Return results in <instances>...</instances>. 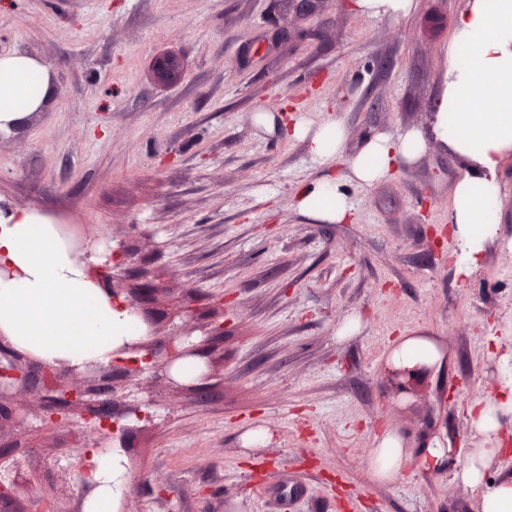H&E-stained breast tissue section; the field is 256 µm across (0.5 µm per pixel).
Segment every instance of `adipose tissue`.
Masks as SVG:
<instances>
[{
  "label": "adipose tissue",
  "instance_id": "ef3b65f1",
  "mask_svg": "<svg viewBox=\"0 0 512 512\" xmlns=\"http://www.w3.org/2000/svg\"><path fill=\"white\" fill-rule=\"evenodd\" d=\"M447 57L428 126L373 134L352 157L344 155L346 132L339 120L315 124L296 117L280 124L274 115L261 112L256 125L306 141L319 164L346 159L354 179L368 186L418 160L434 143L464 158L467 168L448 212L457 243L455 274L464 281L496 239L502 206L498 171L512 152V0H465ZM54 93V73L41 58L21 50L0 54V134L12 133L33 113L45 111ZM296 206L326 224L347 222L353 212L343 182L329 174L304 185ZM58 224L57 217L0 196V263L21 271L18 277L0 279V339L45 362L63 360L80 367L109 360L113 350L134 339L131 318L90 280ZM497 346L498 389L473 399L466 409L481 444L455 472L457 480L474 490L476 512H512V475L493 481L486 477L506 451L501 433L512 424V343L501 340ZM387 363L392 368L426 366L441 374L448 357L428 337L402 336ZM407 464L400 438L384 433L369 460L372 478L392 479ZM93 480L97 488L86 499L84 512H110L129 485L125 468L112 453L102 454Z\"/></svg>",
  "mask_w": 512,
  "mask_h": 512
}]
</instances>
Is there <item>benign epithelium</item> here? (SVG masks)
Masks as SVG:
<instances>
[{"instance_id":"7a95c632","label":"benign epithelium","mask_w":512,"mask_h":512,"mask_svg":"<svg viewBox=\"0 0 512 512\" xmlns=\"http://www.w3.org/2000/svg\"><path fill=\"white\" fill-rule=\"evenodd\" d=\"M152 77L162 84H172L182 77L183 63L172 53L159 56L151 66ZM79 258L89 270H99L112 278V299L123 306L130 315L136 317L145 327V335L132 342H125L113 352L112 360L107 363H91L84 367L91 380L96 381L107 375L112 376L109 387L103 390L105 395H115L116 383L129 381L133 377H144L157 368L169 373L181 360L201 356V345L195 343L191 335L183 332L169 337L167 344L156 345L155 320L145 311L142 300L149 294L159 291L162 286L151 284L133 293L130 288L120 285V277L130 262V255L120 250H112V255L101 265L88 262L92 255L91 244L83 242L78 248ZM76 368L64 362L47 363L21 352L12 346L0 343V421L8 418L14 427L25 426L35 419L42 426L51 429L66 428L71 425V417L81 412L86 427L99 434L108 431L112 435L124 434L128 430L126 422L141 419V404H126L119 409L106 410L102 404L89 399L88 393L69 385L68 375ZM390 376L397 392L408 395L413 392L417 375L415 369L402 368L390 370ZM19 391L38 393L39 408L33 412L24 405H7Z\"/></svg>"}]
</instances>
